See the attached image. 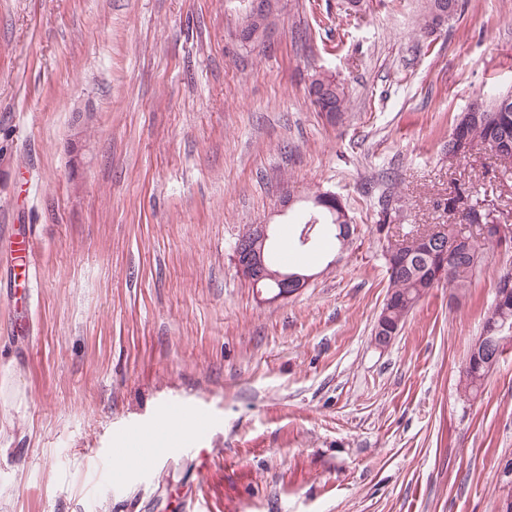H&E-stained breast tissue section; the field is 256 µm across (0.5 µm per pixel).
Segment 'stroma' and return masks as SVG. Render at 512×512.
<instances>
[{"mask_svg":"<svg viewBox=\"0 0 512 512\" xmlns=\"http://www.w3.org/2000/svg\"><path fill=\"white\" fill-rule=\"evenodd\" d=\"M0 0V244L33 240L30 314L0 251V512H504L512 346L477 395L459 379L512 248L471 288L429 290L390 346L375 230L453 218L432 200L480 182L512 222V168L444 145L475 102L512 91V0ZM342 83L330 124L307 86ZM331 191L345 249H297L313 279L269 303L233 247L270 223L287 246ZM199 408L195 444L166 413ZM166 447L128 468L116 448ZM216 463L204 467L199 449Z\"/></svg>","mask_w":512,"mask_h":512,"instance_id":"1","label":"stroma"}]
</instances>
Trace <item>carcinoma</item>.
<instances>
[{
	"instance_id": "cac0c4a2",
	"label": "carcinoma",
	"mask_w": 512,
	"mask_h": 512,
	"mask_svg": "<svg viewBox=\"0 0 512 512\" xmlns=\"http://www.w3.org/2000/svg\"><path fill=\"white\" fill-rule=\"evenodd\" d=\"M311 102L320 114H325L327 109L336 110V118H341L347 110V93L345 87L335 79L315 73L311 76L309 88ZM478 115L468 117L460 116L455 124V130L459 136L468 141L472 146L480 142L491 152L493 157H498V152L512 145V94L498 96L487 104L479 106ZM480 190L477 185L471 183L464 190H457L446 198L436 201L437 209L450 215L456 214V203L462 198L470 199L469 211L479 212L482 223H488L485 210H477L480 206ZM378 226L390 225L394 222L396 211L392 207V196L384 195L379 199ZM319 220L317 237L331 238L344 247L350 241L353 234L351 220L346 207L341 201H324V205L314 210ZM512 245V232L500 236L493 230H488L483 242L477 248L459 244L448 254V271L441 280L437 279V273L442 264L439 247L424 245L409 261L395 252L383 251L386 274L388 276L389 294L379 314L388 327L402 328L408 314L414 309L418 301L432 288L442 283L460 294L465 292L471 284V280L481 265L487 250L497 246ZM512 325V291L505 294L494 293L491 304L483 314L482 333L485 338H478L470 345L460 385L464 393L475 395L492 370L491 360L495 356H501L504 347L498 341L499 328L504 325Z\"/></svg>"
}]
</instances>
